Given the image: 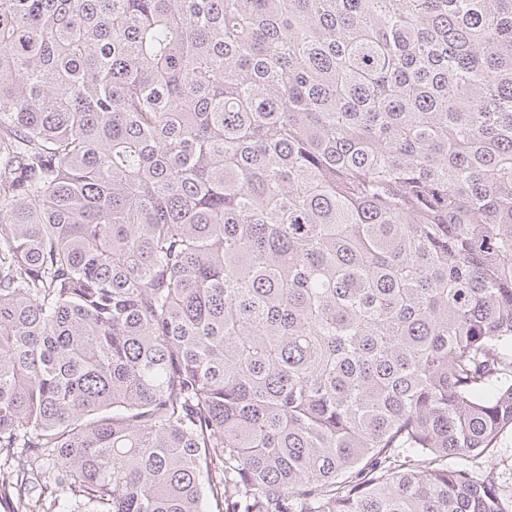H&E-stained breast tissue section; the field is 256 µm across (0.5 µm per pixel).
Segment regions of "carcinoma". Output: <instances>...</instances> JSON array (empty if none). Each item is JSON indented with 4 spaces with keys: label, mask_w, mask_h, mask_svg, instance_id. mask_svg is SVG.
Masks as SVG:
<instances>
[{
    "label": "carcinoma",
    "mask_w": 512,
    "mask_h": 512,
    "mask_svg": "<svg viewBox=\"0 0 512 512\" xmlns=\"http://www.w3.org/2000/svg\"><path fill=\"white\" fill-rule=\"evenodd\" d=\"M506 426L512 0H0V506L505 512ZM493 445L477 459L480 473L486 475L491 471L506 509L512 512V428L505 429Z\"/></svg>",
    "instance_id": "cac0c4a2"
}]
</instances>
